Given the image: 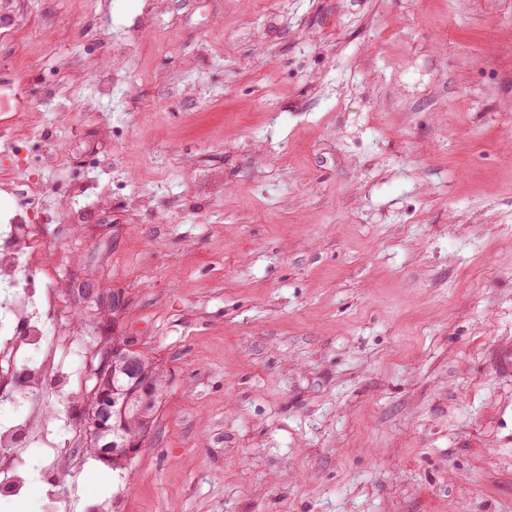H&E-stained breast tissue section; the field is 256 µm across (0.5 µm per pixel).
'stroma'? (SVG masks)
<instances>
[{
    "mask_svg": "<svg viewBox=\"0 0 512 512\" xmlns=\"http://www.w3.org/2000/svg\"><path fill=\"white\" fill-rule=\"evenodd\" d=\"M17 163L82 472L0 448L33 477L0 512H512V0H29ZM116 336L165 388L112 469L86 415Z\"/></svg>",
    "mask_w": 512,
    "mask_h": 512,
    "instance_id": "1",
    "label": "stroma"
}]
</instances>
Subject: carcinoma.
<instances>
[{"instance_id":"carcinoma-1","label":"carcinoma","mask_w":512,"mask_h":512,"mask_svg":"<svg viewBox=\"0 0 512 512\" xmlns=\"http://www.w3.org/2000/svg\"><path fill=\"white\" fill-rule=\"evenodd\" d=\"M133 344V340L124 336L112 337V355L116 364L112 384L131 395L133 401L126 414L129 436L144 438L149 435L157 419L162 379L158 378L153 383L146 381L143 370L155 372L157 368L140 351L129 349ZM136 410L140 411V416L134 419L132 415Z\"/></svg>"}]
</instances>
